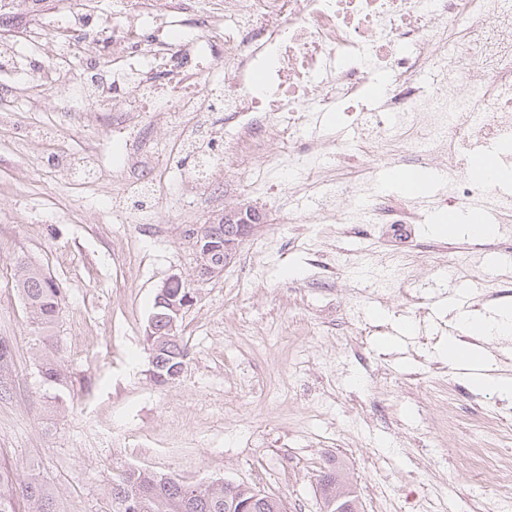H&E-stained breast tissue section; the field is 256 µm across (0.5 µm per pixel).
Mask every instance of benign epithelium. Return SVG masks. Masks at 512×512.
<instances>
[{"mask_svg": "<svg viewBox=\"0 0 512 512\" xmlns=\"http://www.w3.org/2000/svg\"><path fill=\"white\" fill-rule=\"evenodd\" d=\"M224 223L202 224L191 230L190 236L196 253L197 281L204 282L220 274L236 254L240 244L250 237L262 221L261 213L253 208H230L224 210ZM221 253V262L215 263V253ZM193 293L182 300H174L168 305V313L163 319L168 329L175 331L182 311L193 302Z\"/></svg>", "mask_w": 512, "mask_h": 512, "instance_id": "7a95c632", "label": "benign epithelium"}]
</instances>
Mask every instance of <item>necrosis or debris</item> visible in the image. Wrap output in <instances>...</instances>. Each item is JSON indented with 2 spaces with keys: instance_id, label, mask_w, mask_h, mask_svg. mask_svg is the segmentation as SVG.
Here are the masks:
<instances>
[{
  "instance_id": "obj_1",
  "label": "necrosis or debris",
  "mask_w": 512,
  "mask_h": 512,
  "mask_svg": "<svg viewBox=\"0 0 512 512\" xmlns=\"http://www.w3.org/2000/svg\"><path fill=\"white\" fill-rule=\"evenodd\" d=\"M126 23L94 17L91 0L63 10L52 32L27 28L21 42L0 40V68L32 90H68L80 111L106 121L120 139L131 115L153 113L175 123L198 160L222 164L224 133L210 113L240 119L239 140L255 146L264 166L303 172L293 194L321 190L323 215L350 201L378 223L410 224L411 205L363 197L359 184L320 185L317 161L327 154L370 169L393 160L425 166L448 156V197L460 206L483 196L502 209L493 182L466 175L463 152L483 142L512 140V0H121ZM84 38L90 52L66 58L48 41ZM40 55L29 73L26 55ZM386 79L380 102L367 88ZM370 116L358 143L297 141L310 112L336 107ZM277 139L283 149L270 153ZM481 483L499 487L501 512H512V455L493 446L491 432L469 448Z\"/></svg>"
}]
</instances>
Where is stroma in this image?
Returning a JSON list of instances; mask_svg holds the SVG:
<instances>
[{"instance_id":"stroma-1","label":"stroma","mask_w":512,"mask_h":512,"mask_svg":"<svg viewBox=\"0 0 512 512\" xmlns=\"http://www.w3.org/2000/svg\"><path fill=\"white\" fill-rule=\"evenodd\" d=\"M228 159L212 168L197 194L182 192L180 154L170 127L143 113L112 145L100 125L70 109L64 90L31 107L13 94L0 108V463L19 479L38 476L57 494L59 512H111L119 474L173 473L194 483H244L277 496L288 512H319L316 476L341 460L361 512H498L500 490L472 497L470 442L483 410L512 408V394L471 385L443 356L449 337L481 347L490 377L512 378V334L470 336L442 296L456 287L448 265L474 239L433 233L436 189L422 191L419 221L403 247L383 224L365 220L338 235L332 224L288 221L289 189L260 170L256 190L239 184L260 169L223 113ZM161 143L155 195L126 194L116 176L140 134ZM92 149L99 174L71 178L61 160ZM392 164L360 170L327 160L326 180L365 182L399 197ZM126 194L150 221L126 224L112 197ZM255 207L263 220L232 263L207 282L196 279L189 229L229 208ZM495 248L474 253L468 313L512 308V213ZM401 252L419 302L401 286L372 294L368 262ZM60 286L62 310L52 329L67 387L44 383L39 342L15 282L20 257ZM173 275L195 297L176 334L188 357L175 381L156 384L146 329L155 298ZM453 398L448 428L438 401Z\"/></svg>"}]
</instances>
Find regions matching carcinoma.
Returning a JSON list of instances; mask_svg holds the SVG:
<instances>
[{"label": "carcinoma", "mask_w": 512, "mask_h": 512, "mask_svg": "<svg viewBox=\"0 0 512 512\" xmlns=\"http://www.w3.org/2000/svg\"><path fill=\"white\" fill-rule=\"evenodd\" d=\"M28 266L26 277L16 280V286L25 303L31 307L30 323L35 325L41 338L39 349L42 377L48 383H62L60 370L55 362L58 345L48 332L55 324L61 310L62 292L52 277L45 274L33 261L23 260ZM185 345L171 333L158 354L159 372L166 375L184 363ZM318 487L321 504L345 490V501L358 512V495L349 485L345 468L337 460L328 461L320 472ZM22 497L27 512H57L53 489L36 477L26 480L15 478L12 471L0 467V512H17L16 497ZM112 512H174L179 503H187L186 512H238L240 506L252 499V488L237 484L225 489L214 482L190 485L175 474H156L130 469L120 476L111 491Z\"/></svg>", "instance_id": "cac0c4a2"}]
</instances>
